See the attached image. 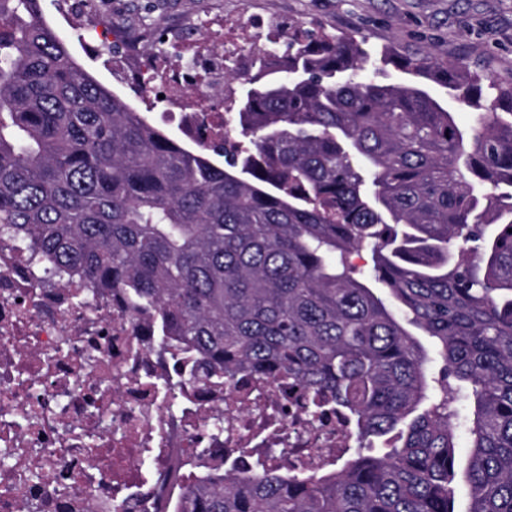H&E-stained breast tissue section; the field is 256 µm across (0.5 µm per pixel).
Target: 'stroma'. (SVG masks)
<instances>
[{"instance_id":"obj_1","label":"stroma","mask_w":512,"mask_h":512,"mask_svg":"<svg viewBox=\"0 0 512 512\" xmlns=\"http://www.w3.org/2000/svg\"><path fill=\"white\" fill-rule=\"evenodd\" d=\"M45 20L65 37L78 62L112 91L145 112L159 129L180 136L179 120L138 81L144 62L158 56L143 41L128 50L120 33L111 29L113 14L137 27L143 16L151 25L176 32L178 41L217 46L225 24L249 20L275 26L305 23L329 34L355 33L372 51L392 48L416 58L432 55L463 61L471 72L512 82V0H97L94 23L110 28L103 45H88L56 9L58 0H45Z\"/></svg>"}]
</instances>
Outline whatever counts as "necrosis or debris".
Segmentation results:
<instances>
[{"instance_id":"obj_1","label":"necrosis or debris","mask_w":512,"mask_h":512,"mask_svg":"<svg viewBox=\"0 0 512 512\" xmlns=\"http://www.w3.org/2000/svg\"><path fill=\"white\" fill-rule=\"evenodd\" d=\"M141 83L190 138L223 137L218 59L152 61ZM302 405L283 377L231 389L194 350L171 355L152 315L0 237V512H181L187 485L249 473V449L301 469L353 446L333 408Z\"/></svg>"}]
</instances>
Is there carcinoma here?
I'll use <instances>...</instances> for the list:
<instances>
[{
    "label": "carcinoma",
    "instance_id": "carcinoma-1",
    "mask_svg": "<svg viewBox=\"0 0 512 512\" xmlns=\"http://www.w3.org/2000/svg\"><path fill=\"white\" fill-rule=\"evenodd\" d=\"M283 53L224 116L240 138L194 150L85 70L39 0H0V235L356 433L339 469L262 464L188 487L186 512H457L460 429L465 512H512V84L300 24ZM412 327L463 385L433 392Z\"/></svg>",
    "mask_w": 512,
    "mask_h": 512
}]
</instances>
